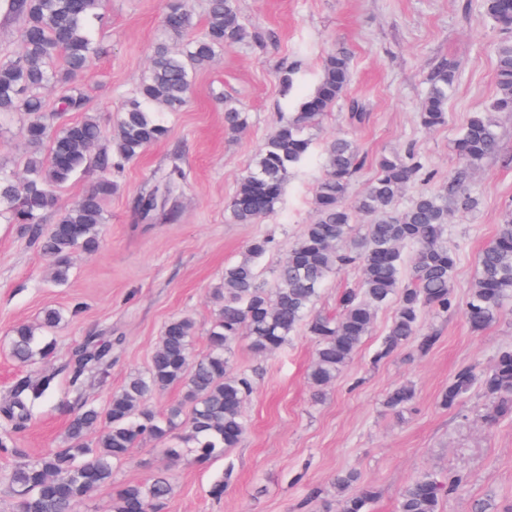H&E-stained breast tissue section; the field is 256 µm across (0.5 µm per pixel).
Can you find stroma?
Instances as JSON below:
<instances>
[{
  "label": "stroma",
  "instance_id": "35a3bbf8",
  "mask_svg": "<svg viewBox=\"0 0 512 512\" xmlns=\"http://www.w3.org/2000/svg\"><path fill=\"white\" fill-rule=\"evenodd\" d=\"M170 0H106L94 57L76 85L104 135H111L122 103L146 73ZM249 41L226 50L200 68L182 111L167 114V136L123 170L105 204L107 222L99 249L79 253L65 284L51 280V263L19 225L0 223V395L25 376L54 375L49 396L38 402L15 447L37 457L61 447L71 399L65 365L84 336L112 339V370L106 384L89 383L87 403L104 406L127 377L145 370L164 324L187 315L196 323V351L206 346L218 286L227 263L257 236L277 243L263 261L264 283L311 222V190L324 172V147L348 135L365 162L351 182L359 195L375 174L378 156L413 148L432 173L405 191L409 204L425 190H438L463 166L454 142L474 112L485 111L496 94L497 44L504 39L486 15L483 0H237ZM344 48L352 66L345 102L336 105L314 132L307 158L292 172L273 215L256 224H235L227 202L280 118L296 112L319 80L332 50ZM444 59L457 65L448 99V122L428 131L418 112L427 78ZM293 70L283 87L281 67ZM234 100L249 115L238 137L224 131V102ZM356 99L365 123L348 120ZM500 150L466 184L479 195L477 208L459 212L448 225V244L459 255L448 312H425L422 332L436 335L427 354L406 347L380 364L372 356L392 320L384 307L348 365L321 399H314L307 374L315 342L299 329L281 351L259 356L236 347L237 368L255 376L244 406L248 429L238 447L208 466L191 458L172 462L154 441L139 443L118 464L110 486L81 512H106L114 488L165 472L174 493L164 512H337V474L355 471L377 497L368 512H397L403 489L419 474L455 473L464 479L445 497L442 512H512V418L489 425L490 406L473 390L453 409L439 404L441 391L461 369L488 370L497 352L512 346V300L497 320L473 331L459 306L477 270V255L512 209V113L498 117ZM178 163L185 180L150 220L134 209L135 198L153 185L155 171ZM66 318L55 331L54 358L29 366L8 352L13 327L37 324L44 308ZM410 384L415 397L403 414L384 404L394 387ZM226 480L222 498L209 490Z\"/></svg>",
  "mask_w": 512,
  "mask_h": 512
}]
</instances>
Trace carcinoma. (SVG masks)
<instances>
[{"instance_id":"obj_1","label":"carcinoma","mask_w":512,"mask_h":512,"mask_svg":"<svg viewBox=\"0 0 512 512\" xmlns=\"http://www.w3.org/2000/svg\"><path fill=\"white\" fill-rule=\"evenodd\" d=\"M103 7L104 0H5L4 4L9 15L22 20L23 28L20 51L0 58V119L22 116L21 133L31 154L21 177L0 168V220L23 226L43 255L52 259L58 283L68 280L76 250L99 249L105 201L115 188L112 171L165 138L168 127L161 116L181 111L196 71L247 38L237 0H207L204 30L187 41L182 37L190 17L180 6L170 5L163 20L164 39L120 109L112 148L97 152L101 128L95 117L67 119L71 112L86 111L84 95L74 87L48 113L42 92L53 83L74 82L100 51L92 22ZM485 9L499 30L512 32V0H485ZM496 56L495 98L487 111L472 113L461 127L455 151L463 171L443 190L421 192L407 207H399L405 188L425 174L421 158L407 149L381 155L374 179L349 203L350 184L363 158L346 136L328 143L325 173L313 191L315 218L275 268L274 285L268 289L260 282L259 263L272 250L269 237L251 240L238 260L224 266L223 282L216 290L222 305L208 330L205 353L194 351L192 319L169 320L147 370L131 375L99 409L82 400V391L86 379L107 377L112 337H84L67 363L69 388L76 397L67 445L40 457L15 447L12 435L31 419L32 408L49 393L53 377L19 379L0 406V449L14 457L0 481L18 497V512H61L63 507L78 512L100 488L112 483L114 467L129 459L137 443L164 442L176 430L181 431L182 447L163 449L170 457L179 456L185 447L197 463L206 464L238 447L247 430L242 408L253 392L252 376L237 371L233 363L232 351L243 340L254 352H277L306 325L316 342L308 379L318 395L353 358L377 310L386 304L396 303L395 312L373 363L406 346L421 355L428 353L437 337L419 332L420 315L425 309L446 313L452 305L458 258L448 247V217L478 205L465 185L466 174L497 153L496 114L512 112V40L499 42ZM455 73L456 64L444 60L429 75V90L418 115L422 128L432 130L448 122ZM351 79L349 54L342 49L330 52L312 92L297 112L280 121L242 175L227 206L233 223L254 224L275 212L289 174L310 152V131L343 99ZM247 120L237 103L224 101L229 132H238ZM92 168L101 172L92 188L72 205L58 207L56 191ZM182 179L184 173L176 164L155 176L153 188L136 199L140 217L149 219ZM52 213L54 223L47 226ZM351 266L362 270L361 287L338 295V315H310L326 279ZM509 299L512 212L505 214L479 254L478 273L462 313L473 330L481 331L497 319ZM61 322V312L48 307L38 327L16 326L9 342L12 358L22 365L50 358L52 343L36 331L49 333ZM171 387L183 390V400L161 415L150 401ZM476 387L491 400L487 424L512 417V348L499 351L491 368L480 375L470 368L457 372L442 390L439 404L455 408ZM413 398V388L401 385L387 393L385 404L400 412ZM94 430L97 436L89 443L87 436ZM336 483L355 486L342 499L340 512H366L376 497L374 487L358 483L351 472L338 474ZM461 489L462 479L457 476L440 480L421 474L400 494L398 512H440L443 497ZM171 493L164 476L127 484L112 495L107 512H160Z\"/></svg>"}]
</instances>
